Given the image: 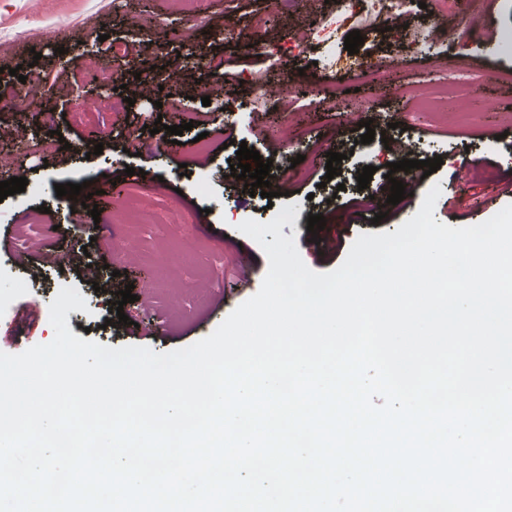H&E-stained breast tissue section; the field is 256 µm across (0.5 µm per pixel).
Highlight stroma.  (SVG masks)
Here are the masks:
<instances>
[{"mask_svg":"<svg viewBox=\"0 0 512 512\" xmlns=\"http://www.w3.org/2000/svg\"><path fill=\"white\" fill-rule=\"evenodd\" d=\"M373 0H0V140L25 136L31 153L18 162L24 192L0 201V296L12 311L0 320V352L16 354L52 341L49 306L61 287H76L86 310L67 314L70 331L117 348L140 344L157 353L192 345L210 335L260 288L268 259L238 226L246 219L270 221L281 207H292L293 223L284 236L296 239L303 262L325 273L337 268L361 234L395 232L420 208L426 192L440 185L436 221L452 226L481 223L512 204V82L497 71L502 45L512 42V0H412L389 31L376 29ZM274 16L265 33L254 32L255 15ZM335 15L327 38L309 41L315 23ZM498 32L486 42L481 24ZM184 38L173 41L174 31ZM360 31L356 54L344 48L346 35ZM421 33L424 46H405L406 33ZM236 47L225 50V36ZM303 42L301 57L288 46ZM335 46L326 56V43ZM223 60L220 72L184 61L188 51ZM100 59L126 65L120 97L131 106L117 112L93 107L98 94L87 76ZM379 79H366L371 62ZM39 73L58 95L51 107L53 127H44L36 106L16 96L18 78ZM265 73L271 97L255 94L246 77ZM233 83L225 112L203 105L207 88L223 78ZM453 85L438 112L420 107L408 87L430 90ZM164 93H156V86ZM349 98L352 114L337 103ZM178 113L193 122L182 144L167 132L150 134L158 116ZM475 122L464 131L457 113ZM405 143L411 158L442 157L437 172L411 169V196L387 202V162L394 156L382 141L361 143L362 122ZM69 149H62V142ZM102 144L87 156L81 146ZM272 159L275 182L285 195L267 200L244 193L230 162L240 143ZM343 154L340 175L321 182L327 152ZM376 171L366 190L356 177L364 166ZM145 172L142 186L157 215L183 216L180 224H124L122 197L106 199L99 218L57 197L56 185L87 180L122 182L126 168ZM323 215L334 248L316 254L309 245L307 218ZM55 225L46 235V225ZM33 264L16 262V252ZM184 256L179 273L161 275L171 254ZM109 284L107 292L95 284ZM132 286L137 299L124 305L129 324L109 321L116 291ZM163 328H156V320Z\"/></svg>","mask_w":512,"mask_h":512,"instance_id":"1","label":"stroma"}]
</instances>
